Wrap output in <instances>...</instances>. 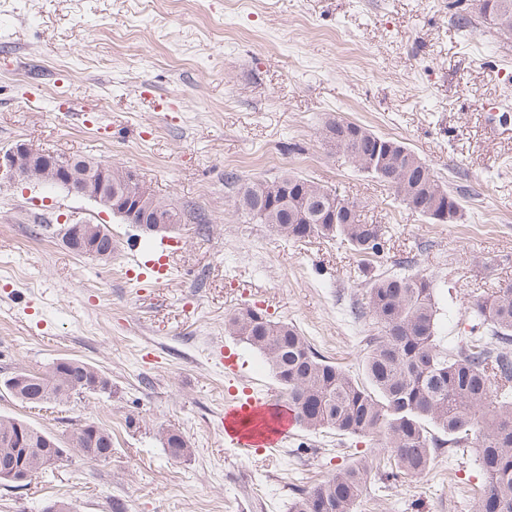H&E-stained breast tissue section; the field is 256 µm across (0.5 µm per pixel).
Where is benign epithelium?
<instances>
[{
    "label": "benign epithelium",
    "instance_id": "obj_1",
    "mask_svg": "<svg viewBox=\"0 0 512 512\" xmlns=\"http://www.w3.org/2000/svg\"><path fill=\"white\" fill-rule=\"evenodd\" d=\"M19 181L61 185L79 193L127 224H168L165 208L150 204L149 186L129 169L88 159L75 163L67 156L47 157L26 142L0 150V186Z\"/></svg>",
    "mask_w": 512,
    "mask_h": 512
}]
</instances>
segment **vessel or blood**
Masks as SVG:
<instances>
[{
	"mask_svg": "<svg viewBox=\"0 0 512 512\" xmlns=\"http://www.w3.org/2000/svg\"><path fill=\"white\" fill-rule=\"evenodd\" d=\"M225 420V441L244 455L278 446L296 426L294 413L285 404L255 395L248 387L229 400Z\"/></svg>",
	"mask_w": 512,
	"mask_h": 512,
	"instance_id": "b4317fda",
	"label": "vessel or blood"
}]
</instances>
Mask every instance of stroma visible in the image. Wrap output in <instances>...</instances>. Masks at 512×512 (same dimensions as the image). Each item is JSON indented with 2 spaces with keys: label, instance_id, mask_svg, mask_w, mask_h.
<instances>
[{
  "label": "stroma",
  "instance_id": "1",
  "mask_svg": "<svg viewBox=\"0 0 512 512\" xmlns=\"http://www.w3.org/2000/svg\"><path fill=\"white\" fill-rule=\"evenodd\" d=\"M478 0H0V149L24 141L135 170L185 218L167 234L170 278L141 288L127 241L147 240L68 189L0 188V380L76 358L110 388L43 409L0 388V415L66 440L104 423L112 456L67 449L27 485L0 483V512H289L298 489L371 459L373 441L298 429L281 448L224 445L230 389H277L226 316L253 307L362 373L363 310L379 273L433 275L445 343L467 308L512 284V36L477 23ZM22 80H15V73ZM396 139L437 171L460 218L438 224L323 139L333 119ZM501 137L485 134L486 122ZM299 175L355 202L388 231L377 258L336 240L283 237L241 215L225 173ZM205 226H198V219ZM103 224L118 249L70 251L63 225ZM238 351L240 375L221 349ZM180 431L172 460L159 426ZM475 448H439L421 478L376 472L354 512H478ZM158 435L171 458L180 460L191 455L192 449L181 433H171L167 428L160 426Z\"/></svg>",
  "mask_w": 512,
  "mask_h": 512
}]
</instances>
